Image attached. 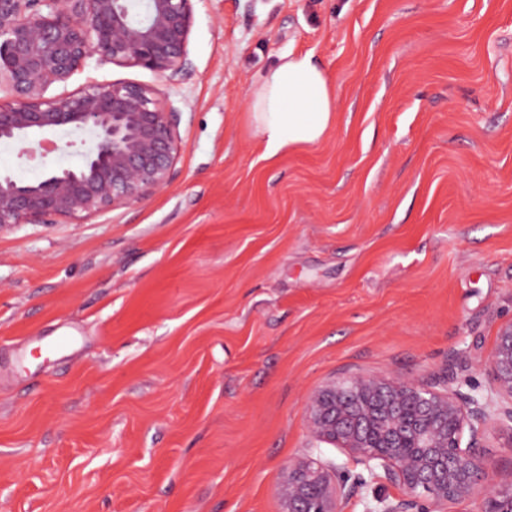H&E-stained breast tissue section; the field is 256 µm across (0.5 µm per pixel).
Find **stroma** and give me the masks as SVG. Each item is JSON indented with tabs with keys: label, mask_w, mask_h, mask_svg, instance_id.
<instances>
[{
	"label": "stroma",
	"mask_w": 512,
	"mask_h": 512,
	"mask_svg": "<svg viewBox=\"0 0 512 512\" xmlns=\"http://www.w3.org/2000/svg\"><path fill=\"white\" fill-rule=\"evenodd\" d=\"M337 100L268 156L249 102L287 52ZM166 87L175 177L131 206L0 229V512H280L327 380L466 375L512 322V0H196ZM72 330L77 344L45 353ZM481 453L512 482V438Z\"/></svg>",
	"instance_id": "1"
}]
</instances>
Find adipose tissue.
<instances>
[{
    "label": "adipose tissue",
    "instance_id": "1",
    "mask_svg": "<svg viewBox=\"0 0 512 512\" xmlns=\"http://www.w3.org/2000/svg\"><path fill=\"white\" fill-rule=\"evenodd\" d=\"M334 112L329 80L308 53L281 56L250 105L255 132L271 156L297 144L320 142Z\"/></svg>",
    "mask_w": 512,
    "mask_h": 512
}]
</instances>
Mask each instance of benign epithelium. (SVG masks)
Returning a JSON list of instances; mask_svg holds the SVG:
<instances>
[{
	"mask_svg": "<svg viewBox=\"0 0 512 512\" xmlns=\"http://www.w3.org/2000/svg\"><path fill=\"white\" fill-rule=\"evenodd\" d=\"M193 0H0V141L40 159L35 180L0 175V228L79 220L131 205L165 188L182 149L178 112L168 94L125 81L88 82L57 100L48 87L67 82L98 57L151 70L173 82L187 73ZM69 126L91 134L77 169L57 168L59 151L46 138ZM467 357L451 354L448 373L426 383L401 375H353L311 394L306 424L312 440L341 449L347 461L324 463L314 449L281 468V512H344L353 497L350 465L402 488L399 497L373 494L365 512H446L472 496L485 512H512V484L489 475L479 448L487 428L512 435V323L497 333L481 363L479 391L467 377ZM467 444H462L463 438Z\"/></svg>",
	"mask_w": 512,
	"mask_h": 512,
	"instance_id": "benign-epithelium-1",
	"label": "benign epithelium"
}]
</instances>
